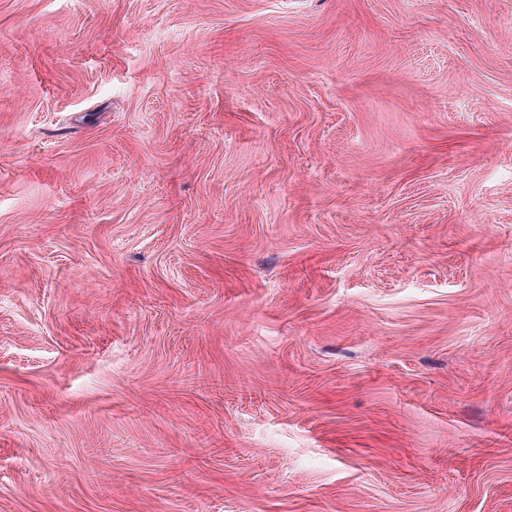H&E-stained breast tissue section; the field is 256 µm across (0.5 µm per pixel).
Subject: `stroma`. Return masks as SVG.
I'll return each mask as SVG.
<instances>
[{"label": "stroma", "mask_w": 512, "mask_h": 512, "mask_svg": "<svg viewBox=\"0 0 512 512\" xmlns=\"http://www.w3.org/2000/svg\"><path fill=\"white\" fill-rule=\"evenodd\" d=\"M0 512H512V0H0Z\"/></svg>", "instance_id": "stroma-1"}]
</instances>
